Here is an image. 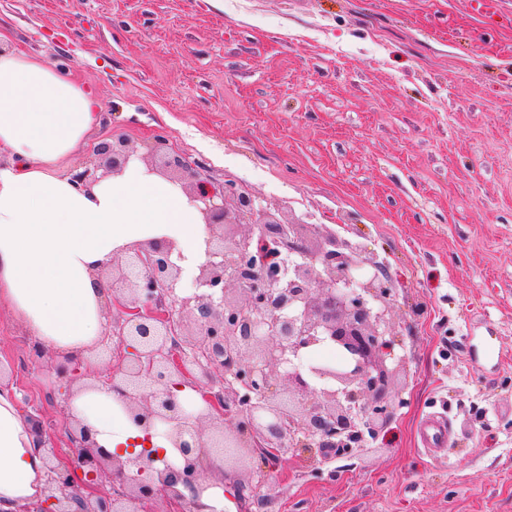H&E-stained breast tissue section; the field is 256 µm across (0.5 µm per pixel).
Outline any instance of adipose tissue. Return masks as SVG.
<instances>
[{"mask_svg":"<svg viewBox=\"0 0 512 512\" xmlns=\"http://www.w3.org/2000/svg\"><path fill=\"white\" fill-rule=\"evenodd\" d=\"M95 92L51 61L0 53V299L45 350L87 356L102 332L108 286L101 269L129 247L151 240L172 245L181 264L202 262L208 230L179 184L133 161L91 189L55 175L78 154L99 119ZM71 414L109 452L151 450L178 456L162 435L136 426L121 399L88 388ZM45 461L12 388L0 387V512H22L41 499Z\"/></svg>","mask_w":512,"mask_h":512,"instance_id":"1","label":"adipose tissue"}]
</instances>
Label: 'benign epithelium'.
I'll use <instances>...</instances> for the list:
<instances>
[{
  "label": "benign epithelium",
  "mask_w": 512,
  "mask_h": 512,
  "mask_svg": "<svg viewBox=\"0 0 512 512\" xmlns=\"http://www.w3.org/2000/svg\"><path fill=\"white\" fill-rule=\"evenodd\" d=\"M165 146L155 140L149 153L159 164L146 167L197 203L209 230L207 260L192 277L194 292L178 297L184 268L168 243L151 240L112 258V335L130 342L131 351L99 387L118 394L138 425L162 429L180 465L148 452L115 456L77 419L69 458L55 463L58 448L39 421L46 460L40 512H137L159 494L196 502L216 485L202 476L214 448L224 449V467L233 469L248 468L258 453L295 448L314 460L353 454L366 438L379 437L401 392L395 381L405 358L393 354L385 276H356L360 252L301 219L281 220V205H265L242 187L214 186ZM96 153L100 164L76 173L75 186L120 174L135 158L124 139L102 141ZM239 225L249 231L235 232ZM185 311L193 318L190 331ZM316 344L335 347L347 360L304 364ZM276 369L288 379L284 392L273 390ZM187 385L199 394L196 409L175 394ZM107 464L120 490L89 491Z\"/></svg>",
  "instance_id": "1"
}]
</instances>
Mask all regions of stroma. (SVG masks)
Wrapping results in <instances>:
<instances>
[{
	"label": "stroma",
	"mask_w": 512,
	"mask_h": 512,
	"mask_svg": "<svg viewBox=\"0 0 512 512\" xmlns=\"http://www.w3.org/2000/svg\"><path fill=\"white\" fill-rule=\"evenodd\" d=\"M0 0L10 49L95 89L97 144L156 135L211 182L358 244L385 273L406 360L392 418L357 454L243 472L249 512H512V0ZM0 304V383L67 446V406ZM449 419L447 450L416 423Z\"/></svg>",
	"instance_id": "35a3bbf8"
}]
</instances>
